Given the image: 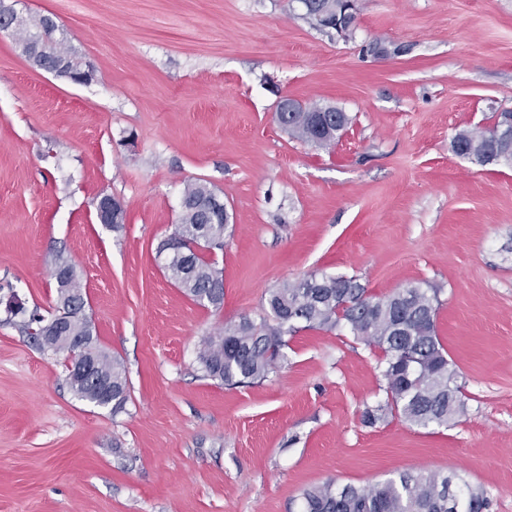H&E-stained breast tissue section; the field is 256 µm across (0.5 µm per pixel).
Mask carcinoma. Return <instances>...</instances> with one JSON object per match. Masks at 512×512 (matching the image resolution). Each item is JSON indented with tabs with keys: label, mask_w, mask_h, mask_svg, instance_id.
<instances>
[{
	"label": "carcinoma",
	"mask_w": 512,
	"mask_h": 512,
	"mask_svg": "<svg viewBox=\"0 0 512 512\" xmlns=\"http://www.w3.org/2000/svg\"><path fill=\"white\" fill-rule=\"evenodd\" d=\"M307 2L305 18L317 26L322 25V13L333 15L341 4ZM509 121L512 112H500L489 130L462 129L452 138L451 148L481 166L505 162L512 158V136L493 142L490 138ZM350 122L345 112H293L281 128L293 139L326 149L336 144ZM217 195L205 183H187L180 224L157 246L159 251L172 243L178 246L177 255L163 264L165 276L192 301L216 309L224 295L221 269L199 244L205 236L209 250L224 248L227 225L211 223V202ZM80 300L82 283L73 271L56 279L54 310L43 315L35 309L18 328L40 350L67 354L69 363L75 359L70 337L81 338L94 357V376L67 374L71 390L98 407L120 409L127 399L121 364L97 345L91 320L72 312L71 304ZM439 305V290L419 282L376 295L354 276L314 272L273 289L259 319L243 317L206 337L198 362L205 377L227 386L260 382L287 361L288 337L299 330L346 328L382 354L386 398L366 408L364 422L374 425L391 415L410 426H446L464 413L465 400L436 333ZM489 505L483 491L448 474L402 472L368 487L333 481L313 486L303 491L300 512H487Z\"/></svg>",
	"instance_id": "1"
}]
</instances>
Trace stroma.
I'll return each instance as SVG.
<instances>
[{
    "instance_id": "obj_1",
    "label": "stroma",
    "mask_w": 512,
    "mask_h": 512,
    "mask_svg": "<svg viewBox=\"0 0 512 512\" xmlns=\"http://www.w3.org/2000/svg\"><path fill=\"white\" fill-rule=\"evenodd\" d=\"M354 5L342 37L295 0H16L95 78L53 76L0 33V512H298L306 488L404 471L457 475L512 512V166L450 147L512 110V0ZM284 96L352 122L315 148L275 121ZM195 180L232 215L217 309L155 258ZM104 193L123 224L98 223ZM59 256L126 371L121 410L80 400L65 353L7 320L13 294L54 305ZM313 272L439 289L456 423H363L386 397L381 353L345 329L291 336L267 380L203 377L205 337Z\"/></svg>"
}]
</instances>
